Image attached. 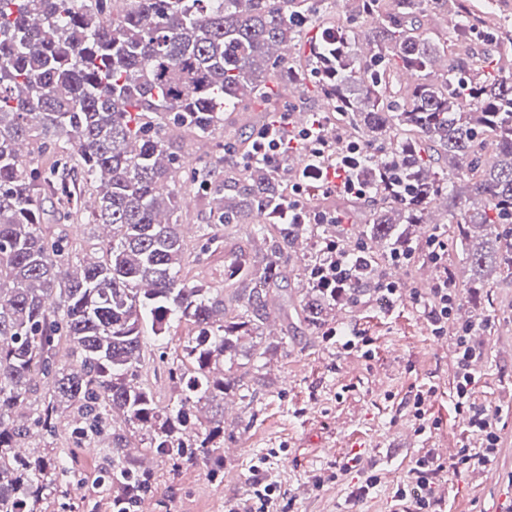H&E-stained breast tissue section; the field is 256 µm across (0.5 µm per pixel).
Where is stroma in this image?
<instances>
[{"label": "stroma", "mask_w": 512, "mask_h": 512, "mask_svg": "<svg viewBox=\"0 0 512 512\" xmlns=\"http://www.w3.org/2000/svg\"><path fill=\"white\" fill-rule=\"evenodd\" d=\"M295 105L300 112L320 111V98L298 87H281L276 98L245 112H228L212 138L190 135L172 139L180 158L179 180H186L196 159L215 154L218 146L237 142L263 112ZM179 211L180 231L191 251H198L199 235L209 211L202 188H184ZM318 206L343 214L336 238L348 251L364 245L361 233L369 211L350 197H316ZM42 226L66 239L74 256L100 252L108 243L101 226L88 218H60L51 202H43ZM217 251L190 267L191 277L224 293L227 315L238 311V286L225 282L224 264L238 253L262 260L267 244L247 224L218 227ZM321 229L290 253L284 265L286 296L276 297L268 309L277 330L245 340L244 348L226 376L236 396L235 411L224 414V442L238 453L225 457L216 474L201 464L179 468L150 460L154 484L147 493L152 512H224L228 502L243 498L254 480V467L264 464L280 485L279 512H399L394 493L416 460L437 453L443 470L435 480V495L443 512H512V283L490 278L485 288L470 293V267L459 244H448V266L464 297V310L476 329L473 344L480 350L471 401L493 413L500 431V451L493 461L496 481L484 468H456L452 449L468 429V415L454 408L455 363L453 337L432 335L422 304L411 297L415 286L432 279L427 266L412 273L379 260L387 278L402 282L401 298L386 302L381 293H359L354 302L329 311L321 324L300 321L297 313L305 297L301 256L317 254ZM360 334L352 347L337 341L336 332ZM191 335L188 324L173 325L167 340H143L141 380L152 389L159 405L170 402L173 384L167 361ZM426 398V429L416 431L411 410L417 395ZM81 467L49 498L48 512H112L103 486L110 459L105 450L82 453ZM377 486L369 495L357 489L368 477Z\"/></svg>", "instance_id": "35a3bbf8"}]
</instances>
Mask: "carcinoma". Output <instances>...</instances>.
<instances>
[{
    "label": "carcinoma",
    "mask_w": 512,
    "mask_h": 512,
    "mask_svg": "<svg viewBox=\"0 0 512 512\" xmlns=\"http://www.w3.org/2000/svg\"><path fill=\"white\" fill-rule=\"evenodd\" d=\"M353 0V14L308 40L304 60L281 53L311 25L306 0H0V512H42L47 491L73 473L38 442L25 455L31 424H63L77 448L111 453L105 487L123 496L150 481L126 453L147 435L146 453L172 465H224V415L192 419L220 405L241 343L261 335L267 300L285 282L282 260L311 232L285 213L291 171L251 158L238 177L220 170L233 152L200 158L197 181L213 197L206 228L251 224L269 243L257 264L246 255L227 269L245 284L240 313L226 319L219 289L183 273L179 190L168 181L176 156L168 131L207 139L224 113L268 100L283 80L305 85L339 113L365 151L356 174L372 196L362 234L381 250L352 292H363L377 259L410 246L409 226L437 200L477 274L512 279V21L485 25L471 0ZM446 18L462 44L484 29L479 64L458 58L438 69L440 41L420 33L429 13ZM409 77L391 91L387 80ZM69 145L46 168L23 161L19 145ZM65 217L91 210L112 227L101 259L79 266L41 230L43 200ZM304 265L310 325L340 298ZM185 322L194 335L168 368L172 402L157 405L139 381L146 329L166 337ZM69 346L75 363L57 359ZM35 399L32 417L25 409Z\"/></svg>",
    "instance_id": "obj_1"
}]
</instances>
